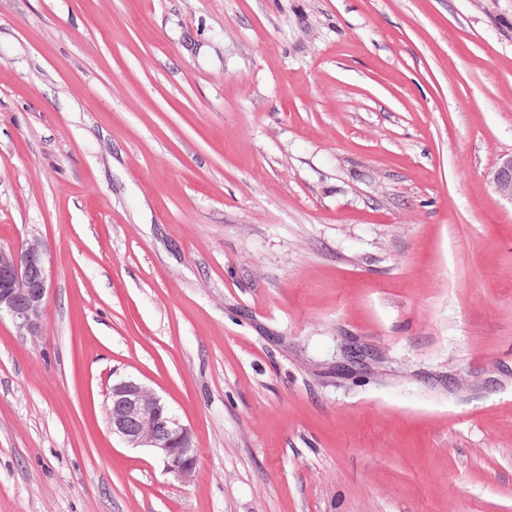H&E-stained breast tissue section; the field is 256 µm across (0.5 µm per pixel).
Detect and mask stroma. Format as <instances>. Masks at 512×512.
Here are the masks:
<instances>
[{
	"label": "stroma",
	"instance_id": "1",
	"mask_svg": "<svg viewBox=\"0 0 512 512\" xmlns=\"http://www.w3.org/2000/svg\"><path fill=\"white\" fill-rule=\"evenodd\" d=\"M511 152L512 0H0V512H512ZM488 175L496 192L512 202V154L502 156ZM46 250L40 239L18 250L0 248V317L6 313L19 336L36 341L49 295ZM107 423L112 435L132 448H148L177 479L189 481L197 465L193 433L167 403L139 380L126 377L112 385Z\"/></svg>",
	"mask_w": 512,
	"mask_h": 512
}]
</instances>
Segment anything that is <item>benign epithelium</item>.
Returning <instances> with one entry per match:
<instances>
[{"instance_id":"benign-epithelium-1","label":"benign epithelium","mask_w":512,"mask_h":512,"mask_svg":"<svg viewBox=\"0 0 512 512\" xmlns=\"http://www.w3.org/2000/svg\"><path fill=\"white\" fill-rule=\"evenodd\" d=\"M489 177L496 192L512 202V154L501 157ZM48 295L46 250L40 239H30L18 250L0 248V314L11 318L18 335L34 341L42 335ZM107 423L126 445L151 450L174 477L189 481L194 476L192 429L139 380L126 377L112 385Z\"/></svg>"}]
</instances>
